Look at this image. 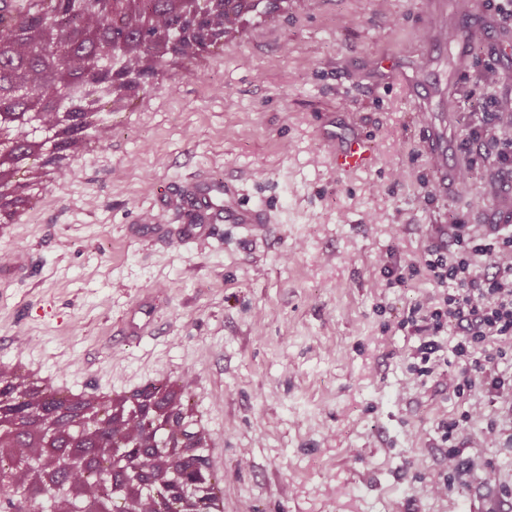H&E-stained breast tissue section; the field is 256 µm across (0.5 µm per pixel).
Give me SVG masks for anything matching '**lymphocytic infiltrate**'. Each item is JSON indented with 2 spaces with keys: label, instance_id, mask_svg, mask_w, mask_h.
<instances>
[{
  "label": "lymphocytic infiltrate",
  "instance_id": "1",
  "mask_svg": "<svg viewBox=\"0 0 512 512\" xmlns=\"http://www.w3.org/2000/svg\"><path fill=\"white\" fill-rule=\"evenodd\" d=\"M473 141L481 143L487 162L488 186L512 159V113H495L476 126ZM448 236L453 251L428 247L422 269L432 284L405 319L419 338L413 357L417 377L432 376L443 361L444 329L455 328L459 338L452 353L459 367L449 376L448 388L460 397L473 396L464 419L482 414L484 400L499 402V425L512 433V225L488 224L475 229L452 224Z\"/></svg>",
  "mask_w": 512,
  "mask_h": 512
}]
</instances>
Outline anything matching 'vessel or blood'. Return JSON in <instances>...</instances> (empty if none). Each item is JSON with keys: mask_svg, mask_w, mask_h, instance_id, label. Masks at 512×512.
I'll use <instances>...</instances> for the list:
<instances>
[{"mask_svg": "<svg viewBox=\"0 0 512 512\" xmlns=\"http://www.w3.org/2000/svg\"><path fill=\"white\" fill-rule=\"evenodd\" d=\"M326 140L336 145L332 164L336 171L349 172L366 168L372 161L371 142L337 131L334 122L321 127ZM426 150L434 168L432 187L435 196L446 197L456 191L461 169L457 158L460 146L449 145L441 127L435 123L426 125ZM191 209L182 226L181 238L190 242L211 237L218 224H231L247 236L255 237L265 232L271 224L270 214L263 208L246 201L236 180H196L190 190Z\"/></svg>", "mask_w": 512, "mask_h": 512, "instance_id": "1", "label": "vessel or blood"}]
</instances>
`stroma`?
<instances>
[{
    "label": "stroma",
    "mask_w": 512,
    "mask_h": 512,
    "mask_svg": "<svg viewBox=\"0 0 512 512\" xmlns=\"http://www.w3.org/2000/svg\"><path fill=\"white\" fill-rule=\"evenodd\" d=\"M425 0H289L242 44L205 51L208 75L164 63L150 109L109 113L90 129L55 192L28 191L30 220L0 236L28 279L0 288V365L16 354L68 386L122 388L147 376L192 380L191 401L222 455L223 512H512V443L485 445L483 418L407 369L416 339L401 322L432 285L425 273L390 288L381 261L420 263L435 224H478L481 157L454 195L430 196L418 102L395 65L444 82L431 105L462 143L512 110V14L502 0H448L502 40L423 61ZM500 83L488 90L484 78ZM335 119L369 138L373 165L337 175L317 129ZM239 180L274 223L257 239L231 224L178 245L180 186L195 175ZM162 224L146 241L135 227ZM148 333H130L139 306ZM458 420L451 443L438 424ZM457 445L467 475L446 478ZM499 484H483L486 467ZM447 482V495L433 484Z\"/></svg>",
    "instance_id": "35a3bbf8"
}]
</instances>
